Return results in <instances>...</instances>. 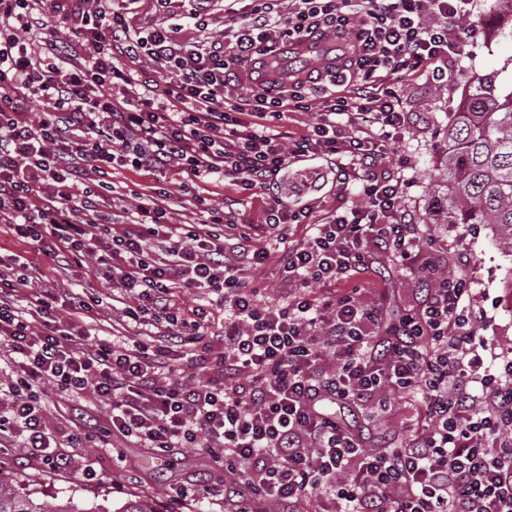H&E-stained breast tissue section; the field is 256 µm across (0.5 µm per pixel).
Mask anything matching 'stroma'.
<instances>
[{"mask_svg":"<svg viewBox=\"0 0 512 512\" xmlns=\"http://www.w3.org/2000/svg\"><path fill=\"white\" fill-rule=\"evenodd\" d=\"M495 72L502 84L512 83V40L501 37L495 28L480 24L476 41L448 71V82L435 85L430 72L418 70L398 86L402 110L408 118V134L403 147L391 155L387 166L404 181L401 206L408 219L420 223L434 182L432 165L444 146L448 126L475 77ZM333 175L325 163L317 162L308 176L289 171L284 188L290 202L322 199L332 205ZM215 207L231 208L244 230L252 233L263 248L282 247L275 231L265 223L267 198L243 197L239 187L220 181L209 187ZM449 234H462L469 257L458 264L454 251L443 258L451 269L462 276L471 290V323L478 338L486 344L481 355L491 372H501L512 360V252L503 248L496 231L489 224H452ZM373 266L355 281L363 301L386 294L387 313L396 316L400 310L421 297L417 282L395 266L382 253H374ZM90 280L88 268L57 271L42 267L37 278L20 287V297L49 289L65 292L82 289ZM96 296L101 305L82 317L99 337L122 335V309L128 298L121 291L99 288ZM173 301L182 315L204 318L210 330L224 326V305L218 295H204L177 290ZM70 465L63 470H50L26 448L0 450V478L21 493L42 501L71 502L82 512H122L133 499L151 500L157 512H224L223 497H200L185 502L175 501L174 489L201 488L221 474L220 467L202 449L175 448L167 455L165 466H158L150 451L132 447L120 438L112 439L107 448H70L66 451Z\"/></svg>","mask_w":512,"mask_h":512,"instance_id":"35a3bbf8","label":"stroma"}]
</instances>
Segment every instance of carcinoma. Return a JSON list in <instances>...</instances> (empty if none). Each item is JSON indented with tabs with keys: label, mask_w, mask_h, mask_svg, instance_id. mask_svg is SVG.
Wrapping results in <instances>:
<instances>
[{
	"label": "carcinoma",
	"mask_w": 512,
	"mask_h": 512,
	"mask_svg": "<svg viewBox=\"0 0 512 512\" xmlns=\"http://www.w3.org/2000/svg\"><path fill=\"white\" fill-rule=\"evenodd\" d=\"M489 23L512 38V0H494ZM437 191L426 224H491L512 251V88L494 73L478 76L448 128L438 158ZM0 512H82L74 504L36 502L0 481Z\"/></svg>",
	"instance_id": "cac0c4a2"
}]
</instances>
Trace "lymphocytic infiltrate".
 Masks as SVG:
<instances>
[{
  "instance_id": "obj_1",
  "label": "lymphocytic infiltrate",
  "mask_w": 512,
  "mask_h": 512,
  "mask_svg": "<svg viewBox=\"0 0 512 512\" xmlns=\"http://www.w3.org/2000/svg\"><path fill=\"white\" fill-rule=\"evenodd\" d=\"M135 2L0 0V224L52 267L91 260L95 282L129 298L134 337L88 343L79 293L19 307L34 265L0 257V446L22 440L54 470L62 449L114 435L161 461L202 448L224 467L213 489L226 512H512V384L482 372L467 283L442 266L435 225L406 221L402 184L384 168L407 132L397 83L421 67L447 78L443 62L478 34L473 0H153L149 25L133 22ZM328 38L347 53L285 65L286 47ZM314 107L309 134H275L286 113ZM317 159L334 167L335 206L290 204L282 177ZM117 168L178 169L198 227L169 223L167 189L117 191ZM220 180L263 192L266 224L306 235L276 253L258 246L232 213L216 216L206 188ZM374 248L426 284L416 306L391 319L353 290L310 295L368 271ZM269 263L294 286L288 300L246 280ZM178 288L222 296V338L178 312ZM49 387L109 414L77 408L67 433L53 431ZM394 394L416 428L380 448L323 410L373 424Z\"/></svg>"
}]
</instances>
